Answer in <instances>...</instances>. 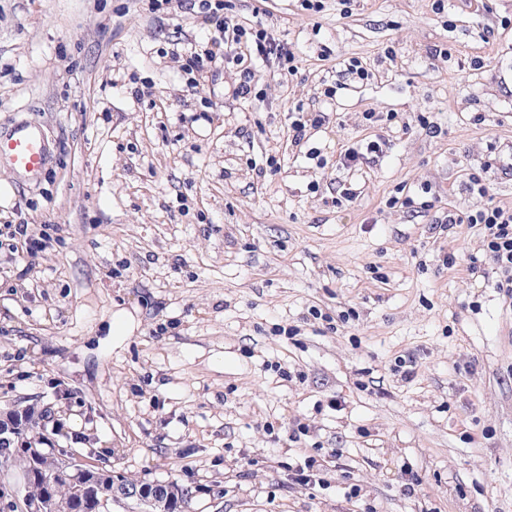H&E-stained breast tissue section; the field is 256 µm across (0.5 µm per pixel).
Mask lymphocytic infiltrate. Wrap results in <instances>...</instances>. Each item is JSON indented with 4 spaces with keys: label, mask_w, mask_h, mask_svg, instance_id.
Wrapping results in <instances>:
<instances>
[{
    "label": "lymphocytic infiltrate",
    "mask_w": 512,
    "mask_h": 512,
    "mask_svg": "<svg viewBox=\"0 0 512 512\" xmlns=\"http://www.w3.org/2000/svg\"><path fill=\"white\" fill-rule=\"evenodd\" d=\"M149 13L184 17L205 31L204 46L193 44L173 48L172 60L180 72L189 75L188 89L198 92L213 65L224 62L240 70L235 95L252 96L254 56H274L281 77L298 70L294 52L281 46L267 28H248L235 22L232 0H146ZM456 224H475L483 234V257H488L499 272L495 286L499 293L512 299V208L487 204L474 212L451 211L436 220L435 230L444 232Z\"/></svg>",
    "instance_id": "lymphocytic-infiltrate-1"
}]
</instances>
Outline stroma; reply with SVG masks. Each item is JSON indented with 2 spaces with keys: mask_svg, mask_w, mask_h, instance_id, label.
<instances>
[{
  "mask_svg": "<svg viewBox=\"0 0 512 512\" xmlns=\"http://www.w3.org/2000/svg\"><path fill=\"white\" fill-rule=\"evenodd\" d=\"M233 2L300 58L288 79L255 58L246 102L235 68L195 96L162 57L203 39L188 19L0 0V130L27 120L50 152L35 177L0 165V225L50 238L0 272V413L37 407L53 448L176 484L185 512H512V305L491 262L468 270L477 228L431 231L512 206V0ZM298 106L328 115L303 149ZM404 189L433 208L388 207ZM307 457L313 487L288 475Z\"/></svg>",
  "mask_w": 512,
  "mask_h": 512,
  "instance_id": "1",
  "label": "stroma"
}]
</instances>
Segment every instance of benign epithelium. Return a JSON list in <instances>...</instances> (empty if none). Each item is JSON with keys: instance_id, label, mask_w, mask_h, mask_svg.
<instances>
[{"instance_id": "1", "label": "benign epithelium", "mask_w": 512, "mask_h": 512, "mask_svg": "<svg viewBox=\"0 0 512 512\" xmlns=\"http://www.w3.org/2000/svg\"><path fill=\"white\" fill-rule=\"evenodd\" d=\"M29 465L27 469L21 471V481L15 484L12 494L15 498L23 501L24 512H60L61 501L56 494L55 487L57 482L63 481L69 491V499L77 501L79 499L94 500L98 485L102 478L108 475V472L102 470H93L77 463L73 457L64 454L61 456L62 465L56 477L47 482V489L37 500L27 497L25 490L32 481L43 478L44 471L41 466V458L38 452L28 451ZM118 493L111 497H103L100 502V508L103 512H111L112 503L122 500H144V493L139 489L128 490L118 480H113ZM183 498V492L177 490L172 485H163L158 489L151 504L156 512H165L170 502Z\"/></svg>"}]
</instances>
